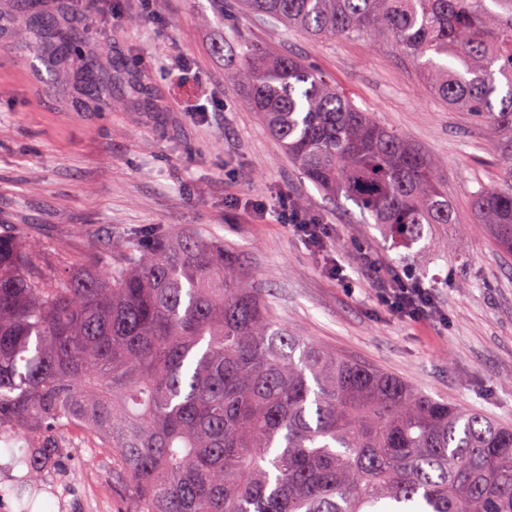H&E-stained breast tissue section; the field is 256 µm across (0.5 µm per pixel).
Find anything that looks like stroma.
<instances>
[{"mask_svg":"<svg viewBox=\"0 0 512 512\" xmlns=\"http://www.w3.org/2000/svg\"><path fill=\"white\" fill-rule=\"evenodd\" d=\"M152 10L81 0L60 20L80 37L84 61L50 74L0 31V232L75 266L106 247L117 258L179 233L236 243L295 335L512 425V255L471 205L505 166L490 130L428 94L390 39L310 40L237 0L220 11L214 0H154ZM256 48L301 59L405 137L437 173L454 224L425 229L407 249L363 223L353 201L319 193L231 77ZM96 77L111 78L119 108H86ZM283 193L327 224L342 275L276 218L232 203L255 197L274 208ZM405 272L436 297L427 321L381 301ZM111 469L108 449L73 455L74 512H117Z\"/></svg>","mask_w":512,"mask_h":512,"instance_id":"35a3bbf8","label":"stroma"}]
</instances>
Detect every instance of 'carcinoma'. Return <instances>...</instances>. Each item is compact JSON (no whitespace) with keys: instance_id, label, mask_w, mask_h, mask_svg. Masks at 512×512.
I'll use <instances>...</instances> for the list:
<instances>
[{"instance_id":"carcinoma-1","label":"carcinoma","mask_w":512,"mask_h":512,"mask_svg":"<svg viewBox=\"0 0 512 512\" xmlns=\"http://www.w3.org/2000/svg\"><path fill=\"white\" fill-rule=\"evenodd\" d=\"M302 36L389 37L427 93L491 130L509 160L472 206L512 254V17L485 0H243ZM32 51L49 72L79 53ZM233 79L302 174L413 246L454 223L435 171L322 73L256 49ZM93 108L114 107L112 84ZM23 435L28 512L73 431L112 449L123 512H512V427L292 335L241 252L194 234L60 270L0 233V427Z\"/></svg>"}]
</instances>
